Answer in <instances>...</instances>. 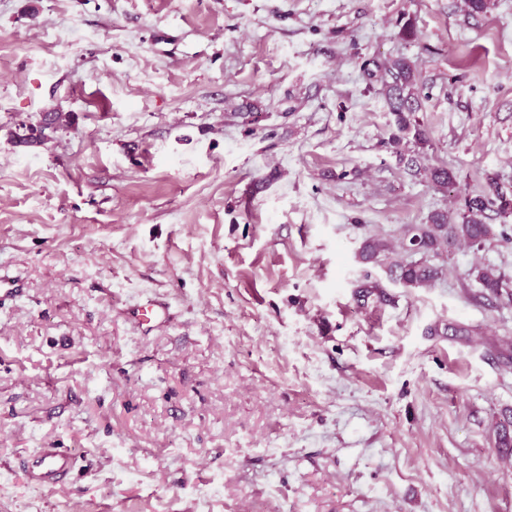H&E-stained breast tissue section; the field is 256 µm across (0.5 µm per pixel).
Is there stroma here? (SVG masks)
Instances as JSON below:
<instances>
[{
	"instance_id": "1",
	"label": "stroma",
	"mask_w": 512,
	"mask_h": 512,
	"mask_svg": "<svg viewBox=\"0 0 512 512\" xmlns=\"http://www.w3.org/2000/svg\"><path fill=\"white\" fill-rule=\"evenodd\" d=\"M401 56L454 190L391 141L367 65ZM492 178L512 0H0V512H512V288L477 279L512 215L426 288L355 259ZM41 447L76 457L51 491ZM72 122V113L45 112L42 120L39 119L36 123H22L19 125L16 131L12 132L11 137L16 146H42L51 141L58 130ZM75 463V457L62 448H37L22 462L26 482L33 488L51 490L64 483Z\"/></svg>"
}]
</instances>
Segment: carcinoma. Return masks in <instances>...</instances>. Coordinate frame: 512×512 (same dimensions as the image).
Wrapping results in <instances>:
<instances>
[{"instance_id": "cac0c4a2", "label": "carcinoma", "mask_w": 512, "mask_h": 512, "mask_svg": "<svg viewBox=\"0 0 512 512\" xmlns=\"http://www.w3.org/2000/svg\"><path fill=\"white\" fill-rule=\"evenodd\" d=\"M380 81L385 90L388 110L395 116V131L391 134L393 144L413 146V156L408 159L409 170L415 176H423L440 190L456 182V177L445 165L422 164L428 138L422 128L417 112L421 109L418 72L407 57H399L379 67ZM73 122L72 113L46 112L43 119L21 124L12 132L17 146H42L53 139L54 134ZM496 210L502 215L512 213V186L491 182L489 190L464 199L457 222H448V213L435 211L424 224L410 226L400 242L401 258H389L391 246L384 240L370 236L363 240L357 259L364 265H383L389 278L406 288L428 287L441 274L439 268L429 264L426 256L448 250L457 244H466L479 249L492 235V226L484 222L485 213ZM482 286L493 294L512 286L505 276L491 269L478 275Z\"/></svg>"}]
</instances>
